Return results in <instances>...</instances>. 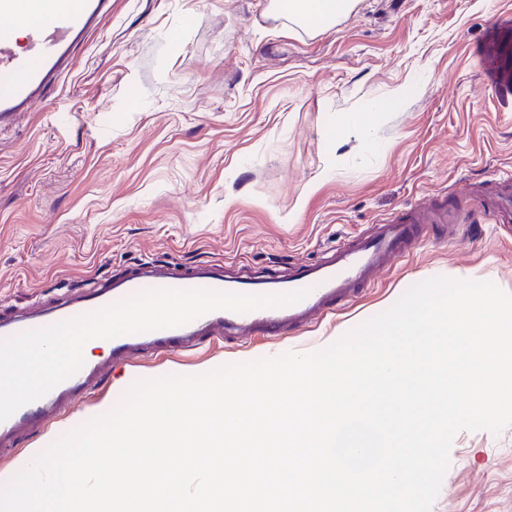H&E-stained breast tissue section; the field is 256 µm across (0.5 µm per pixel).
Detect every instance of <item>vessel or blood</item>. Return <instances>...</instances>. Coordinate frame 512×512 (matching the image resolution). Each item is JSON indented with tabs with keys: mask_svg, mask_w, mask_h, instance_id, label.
<instances>
[{
	"mask_svg": "<svg viewBox=\"0 0 512 512\" xmlns=\"http://www.w3.org/2000/svg\"><path fill=\"white\" fill-rule=\"evenodd\" d=\"M23 16L28 23L20 46L12 36V25ZM111 16L112 0H0V130L46 101L49 87L62 75L77 45ZM423 222L417 213L403 223L378 224L371 234L336 245L323 260L291 268L285 276H228L216 261L180 270L145 260L125 275L90 282L63 297L46 294L21 310H1L3 339L96 312L152 289L250 295L307 292L300 302L283 307L247 313L215 310L182 326L108 339L101 353L85 359L77 373L0 421V452L15 447L22 434L37 432L65 415L107 380L113 366L193 354L230 337L246 347L310 327L375 285L379 273L418 238Z\"/></svg>",
	"mask_w": 512,
	"mask_h": 512,
	"instance_id": "1",
	"label": "vessel or blood"
}]
</instances>
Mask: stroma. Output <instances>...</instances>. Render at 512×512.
<instances>
[{
  "label": "stroma",
  "instance_id": "obj_1",
  "mask_svg": "<svg viewBox=\"0 0 512 512\" xmlns=\"http://www.w3.org/2000/svg\"><path fill=\"white\" fill-rule=\"evenodd\" d=\"M268 3L113 0L47 103L0 132V305L144 259L285 274L411 209L423 237L311 328L115 367L72 415L164 369L340 338L433 276L512 293V0H358L317 32ZM432 512H512V426L456 434Z\"/></svg>",
  "mask_w": 512,
  "mask_h": 512
}]
</instances>
